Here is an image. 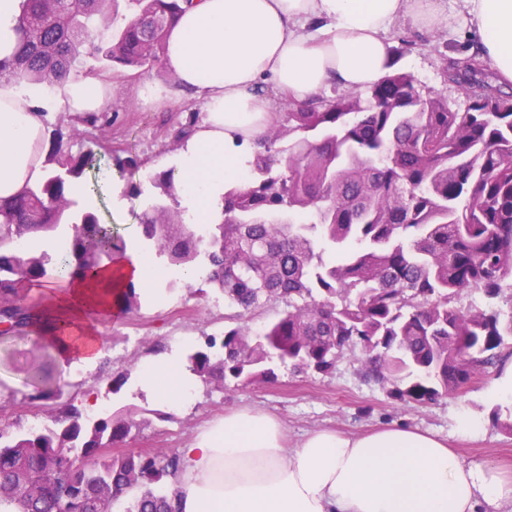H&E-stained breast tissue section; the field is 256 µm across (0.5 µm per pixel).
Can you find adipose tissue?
<instances>
[{
  "label": "adipose tissue",
  "mask_w": 512,
  "mask_h": 512,
  "mask_svg": "<svg viewBox=\"0 0 512 512\" xmlns=\"http://www.w3.org/2000/svg\"><path fill=\"white\" fill-rule=\"evenodd\" d=\"M477 57L498 84H512V0H464ZM439 27L437 0H188L171 24L164 68L200 100L205 119L183 140L174 167L187 210L210 217L225 183L242 180L275 110L274 94L304 103L374 86L395 69L388 32L399 20ZM316 27L306 34L302 24ZM107 82L68 80L55 97L0 84V198L47 174L42 114L101 111ZM163 273L138 236L125 257L90 277L64 275L40 313V340L60 363L95 361L99 322L112 291L131 282L152 293ZM145 388L177 400L194 386L175 355L140 371ZM178 512H499L512 477L494 464L464 465L437 437L412 428L359 435L309 433L288 447L275 416L228 414L181 448Z\"/></svg>",
  "instance_id": "obj_1"
}]
</instances>
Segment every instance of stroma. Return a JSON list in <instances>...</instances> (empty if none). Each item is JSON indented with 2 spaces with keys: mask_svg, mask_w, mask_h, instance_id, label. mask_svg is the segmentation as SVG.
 I'll use <instances>...</instances> for the list:
<instances>
[{
  "mask_svg": "<svg viewBox=\"0 0 512 512\" xmlns=\"http://www.w3.org/2000/svg\"><path fill=\"white\" fill-rule=\"evenodd\" d=\"M448 17L447 26L418 29L404 22L390 35L398 69L414 76L426 93L448 99L456 110L466 100L458 87L444 75L442 58H459L474 46L470 27L464 21L461 0H439ZM81 70L92 72L95 80L112 84L106 109L112 126L101 131L86 128L85 146L99 148L101 156L116 153L135 156L141 164H155L164 171L180 144L175 135L190 117H203L199 100L180 91L173 75L154 67L140 75L120 69L102 71L94 58H83ZM238 310L223 294L202 279H162L156 297H141L138 307L115 320L102 323L100 334L111 354L94 363L64 367L51 350L43 348L34 327L18 333L0 334V428L23 429L31 414L51 416L48 402H30L34 393L31 373L48 374L46 387L64 398L73 394L95 395L112 413L135 412L138 427L118 447L127 451H179L193 437L224 413L241 408L261 409L278 416L289 445L299 444L312 431L330 429L356 435L385 427H411L431 432L454 448L469 465L495 462L512 473V432L501 423L511 417L499 411L487 390L496 375L488 369L456 394L424 405L406 403L394 395L393 379L365 377L359 347H351L326 374L298 373L287 366L276 367L268 382L242 385L228 382L218 388L195 383L187 402H163L142 388L139 371L154 358L187 354L205 336L222 334L235 325ZM138 344H131L133 336ZM125 376L117 393L107 390L113 377ZM481 423L484 433L472 439L459 435L458 417Z\"/></svg>",
  "mask_w": 512,
  "mask_h": 512,
  "instance_id": "1",
  "label": "stroma"
}]
</instances>
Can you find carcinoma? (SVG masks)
<instances>
[{
	"label": "carcinoma",
	"instance_id": "cac0c4a2",
	"mask_svg": "<svg viewBox=\"0 0 512 512\" xmlns=\"http://www.w3.org/2000/svg\"><path fill=\"white\" fill-rule=\"evenodd\" d=\"M115 0H24L19 46L0 59V78L17 86L83 77L81 56L103 68L141 74L160 61L166 33L184 0H130L133 19L93 43L94 19ZM449 78L464 112L425 94L395 70L367 96L290 103L256 142L247 181L224 189L222 221L205 238L186 223L173 173L151 178L142 212V248L168 266L195 267L230 304L249 312L282 300L277 321L253 334L244 322L205 338L188 355L189 371L210 385L254 383L272 364L326 373L352 345L365 375L400 382L396 398L427 404L500 365L512 340V310L464 309L468 290L493 301L512 291V92L492 84L466 58ZM80 122L104 130L112 113ZM83 132L48 150L49 175L11 200H0V323L3 333L37 322L22 291L57 278V267L18 242L63 226L59 263L89 276L125 256L126 241L93 212L74 211L70 187L101 170L93 149L72 152ZM288 141V150L279 144ZM108 169L142 195L139 164L114 156ZM311 212L297 224L295 213ZM334 258L324 260L326 251ZM140 293L130 283L115 298L128 312ZM138 427L133 413L83 417L72 403L55 426L0 429V512H176L173 479L181 457L167 452L105 455Z\"/></svg>",
	"mask_w": 512,
	"mask_h": 512
}]
</instances>
